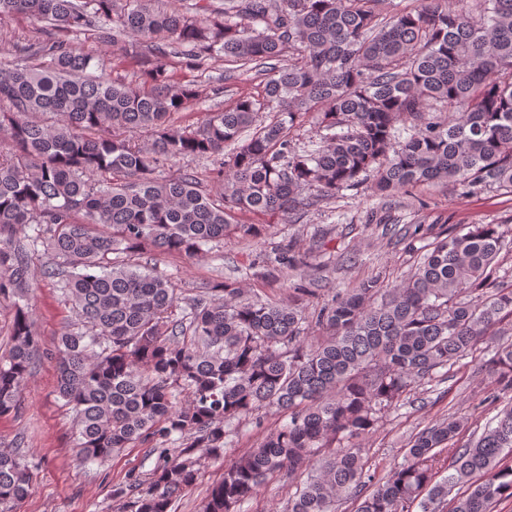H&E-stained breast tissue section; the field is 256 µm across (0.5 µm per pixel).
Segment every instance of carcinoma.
Here are the masks:
<instances>
[{"mask_svg": "<svg viewBox=\"0 0 512 512\" xmlns=\"http://www.w3.org/2000/svg\"><path fill=\"white\" fill-rule=\"evenodd\" d=\"M418 2L384 15L380 0H197L188 16L153 0H0V24L23 16L37 33L0 62V298L14 305L0 416L19 412L41 348L27 294L43 257L75 314L54 359L79 458L103 465L136 446L157 455L150 477L113 486L123 512H171L197 483L199 451L225 457L233 424L262 409L288 420L224 465L201 512H239L282 473L307 475L284 512H336L343 499L353 512H493L512 499V404L465 445L459 418L426 427L380 479L356 444L413 384L512 318V287L490 281L508 247L498 225L451 230L406 283L364 280L308 316L227 282L182 307L181 289L138 258L148 245L198 256L232 234L257 236L242 213L270 225L366 186L387 197L442 181L465 196L512 193V0ZM102 21L144 67L143 86L110 79L72 47ZM172 52L191 68L218 57L253 72L263 94L177 126L199 91L173 82ZM306 116L324 132L317 144L290 135ZM228 144L208 189L187 171L155 176ZM299 263L278 249L267 277ZM309 321L329 336L305 335ZM488 366L497 401L512 393V341ZM440 448L452 451L441 478ZM30 487L21 449L0 448V512H18Z\"/></svg>", "mask_w": 512, "mask_h": 512, "instance_id": "obj_1", "label": "carcinoma"}]
</instances>
